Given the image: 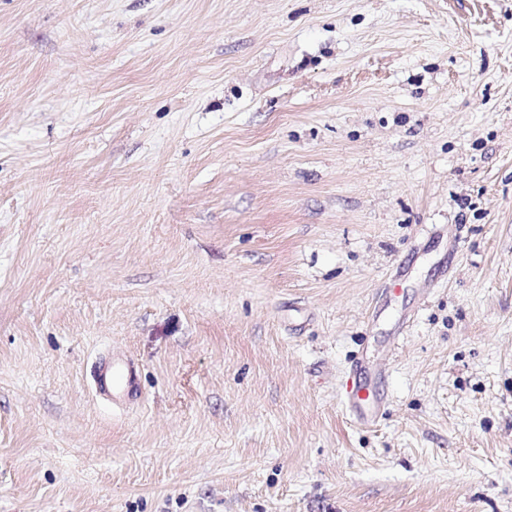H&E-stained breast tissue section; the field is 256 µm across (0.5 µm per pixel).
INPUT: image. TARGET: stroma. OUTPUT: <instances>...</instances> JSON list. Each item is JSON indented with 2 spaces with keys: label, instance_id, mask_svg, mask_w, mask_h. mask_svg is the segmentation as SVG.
Instances as JSON below:
<instances>
[{
  "label": "stroma",
  "instance_id": "stroma-1",
  "mask_svg": "<svg viewBox=\"0 0 512 512\" xmlns=\"http://www.w3.org/2000/svg\"><path fill=\"white\" fill-rule=\"evenodd\" d=\"M0 512H512V0H0ZM138 374V366L132 359L111 354L95 366L93 382L101 397L116 404L137 395ZM345 407L358 424L369 425L377 420L378 400L372 390L367 387L349 386Z\"/></svg>",
  "mask_w": 512,
  "mask_h": 512
}]
</instances>
